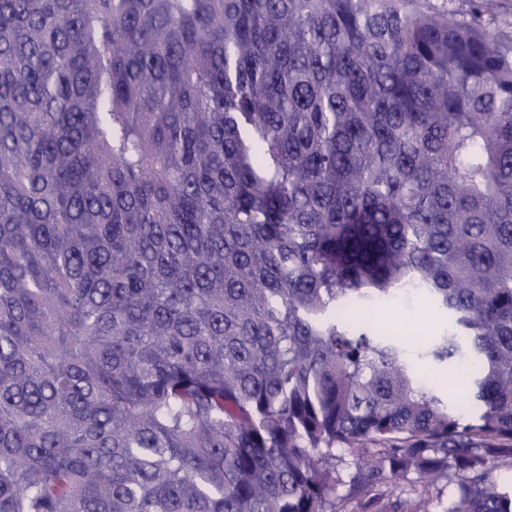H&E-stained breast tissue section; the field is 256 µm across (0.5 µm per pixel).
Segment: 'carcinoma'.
I'll return each mask as SVG.
<instances>
[{"label":"carcinoma","instance_id":"1","mask_svg":"<svg viewBox=\"0 0 512 512\" xmlns=\"http://www.w3.org/2000/svg\"><path fill=\"white\" fill-rule=\"evenodd\" d=\"M496 10L0 0V512H336L368 443L512 512ZM416 292L427 344L362 326ZM421 374L445 397L448 396V403L462 406L464 403V391L461 389V382L449 377L448 372L435 370L428 365L418 366ZM336 458L339 460V471L343 484L338 487V495H345L354 478L369 469L368 457L349 448L336 449Z\"/></svg>","mask_w":512,"mask_h":512}]
</instances>
